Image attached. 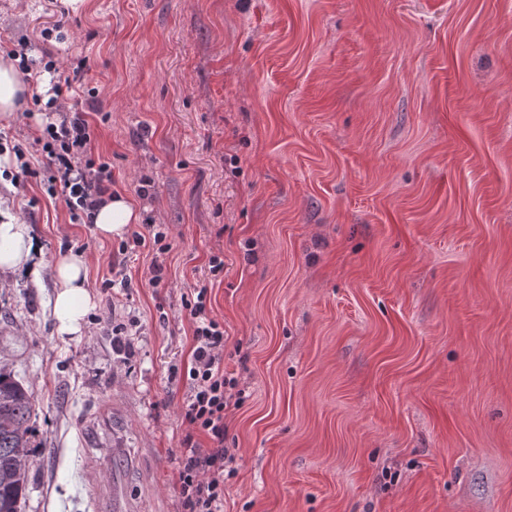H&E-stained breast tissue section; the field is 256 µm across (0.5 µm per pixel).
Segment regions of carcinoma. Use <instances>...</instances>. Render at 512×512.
Wrapping results in <instances>:
<instances>
[{"instance_id": "carcinoma-1", "label": "carcinoma", "mask_w": 512, "mask_h": 512, "mask_svg": "<svg viewBox=\"0 0 512 512\" xmlns=\"http://www.w3.org/2000/svg\"><path fill=\"white\" fill-rule=\"evenodd\" d=\"M32 394L0 367V512H24L31 466Z\"/></svg>"}]
</instances>
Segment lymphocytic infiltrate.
I'll return each mask as SVG.
<instances>
[{
	"label": "lymphocytic infiltrate",
	"mask_w": 512,
	"mask_h": 512,
	"mask_svg": "<svg viewBox=\"0 0 512 512\" xmlns=\"http://www.w3.org/2000/svg\"><path fill=\"white\" fill-rule=\"evenodd\" d=\"M82 73V68H75L72 76L53 85L47 122L38 138L40 166L34 169L23 162L22 148L13 145L21 164L12 178H36L48 194L65 193L71 223L89 225L112 195V165L94 153L91 114L82 100ZM184 308L192 324V347L183 414L192 432L183 441L179 494L186 512H224V472L231 461L224 446V418L241 394L237 379L224 370V326L211 314L207 289L194 291ZM201 435L210 440L209 448L199 445Z\"/></svg>",
	"instance_id": "lymphocytic-infiltrate-1"
}]
</instances>
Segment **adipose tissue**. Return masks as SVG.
I'll use <instances>...</instances> for the list:
<instances>
[{"mask_svg": "<svg viewBox=\"0 0 512 512\" xmlns=\"http://www.w3.org/2000/svg\"><path fill=\"white\" fill-rule=\"evenodd\" d=\"M32 92V85L23 80L16 61L0 57V122L15 121ZM139 219V212L132 202L117 196L100 207L93 223L96 233L109 239L122 235L126 225L137 223ZM36 251V242L28 226L15 215L0 212V269L24 270L37 281L43 274H50L56 288L58 333L63 336L80 333L84 317L93 305L85 286L84 261L64 254L38 262L34 259Z\"/></svg>", "mask_w": 512, "mask_h": 512, "instance_id": "obj_1", "label": "adipose tissue"}]
</instances>
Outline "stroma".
Returning <instances> with one entry per match:
<instances>
[{
	"mask_svg": "<svg viewBox=\"0 0 512 512\" xmlns=\"http://www.w3.org/2000/svg\"><path fill=\"white\" fill-rule=\"evenodd\" d=\"M50 26L111 115L114 193L170 249L100 239L32 179L0 196L95 301L62 336L52 279L0 270L25 512H92L117 473L134 512H182L196 288L243 391L224 512H512V0H0L1 45L38 55Z\"/></svg>",
	"mask_w": 512,
	"mask_h": 512,
	"instance_id": "1",
	"label": "stroma"
}]
</instances>
